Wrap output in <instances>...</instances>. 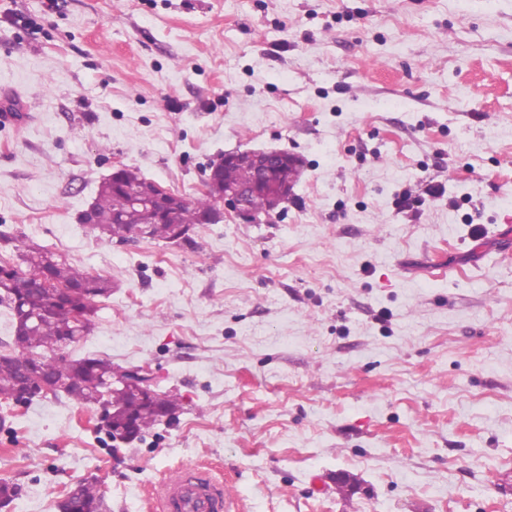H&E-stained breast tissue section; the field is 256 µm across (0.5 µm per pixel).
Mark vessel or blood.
Instances as JSON below:
<instances>
[{"label": "vessel or blood", "mask_w": 512, "mask_h": 512, "mask_svg": "<svg viewBox=\"0 0 512 512\" xmlns=\"http://www.w3.org/2000/svg\"><path fill=\"white\" fill-rule=\"evenodd\" d=\"M149 497L166 512H235L223 482L202 463L163 476L151 484Z\"/></svg>", "instance_id": "obj_1"}]
</instances>
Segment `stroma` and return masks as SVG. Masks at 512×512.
<instances>
[{"label":"stroma","instance_id":"stroma-1","mask_svg":"<svg viewBox=\"0 0 512 512\" xmlns=\"http://www.w3.org/2000/svg\"><path fill=\"white\" fill-rule=\"evenodd\" d=\"M304 168L267 224L120 245L113 165L187 198L226 152ZM0 232L110 281L71 357L174 420L0 404L7 512H111L214 467L237 512H512V0H0ZM66 497L65 512H107L109 505L95 479L82 480Z\"/></svg>","mask_w":512,"mask_h":512}]
</instances>
